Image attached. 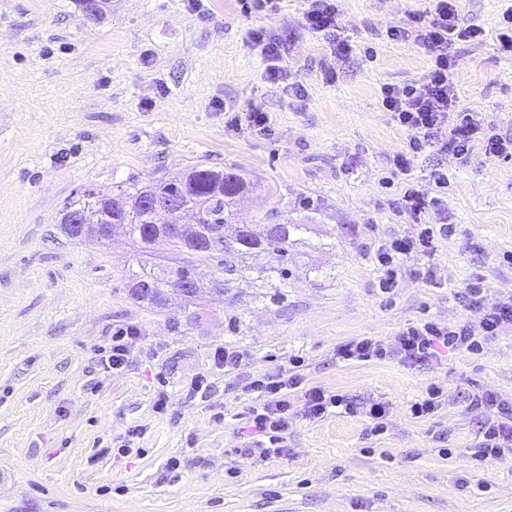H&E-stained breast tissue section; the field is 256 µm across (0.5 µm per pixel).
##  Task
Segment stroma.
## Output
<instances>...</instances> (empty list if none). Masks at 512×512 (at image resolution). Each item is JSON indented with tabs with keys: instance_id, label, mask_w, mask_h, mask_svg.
<instances>
[{
	"instance_id": "stroma-1",
	"label": "stroma",
	"mask_w": 512,
	"mask_h": 512,
	"mask_svg": "<svg viewBox=\"0 0 512 512\" xmlns=\"http://www.w3.org/2000/svg\"><path fill=\"white\" fill-rule=\"evenodd\" d=\"M203 3L112 0L93 24L75 0H0V512H512V461L476 467L482 418L469 407L482 390L512 402V330L481 354L451 351L433 365L336 358L347 339L390 343L425 314L478 321L462 302L474 279L487 301L512 295V159L478 150L449 160L448 194L426 217L451 234L430 257L402 263L394 292L379 287V244L415 232L390 206L392 159L407 135L380 89L431 68L424 48L386 30L431 0H341L345 34L375 54L341 64L333 82L303 0L275 12ZM511 6L460 0L462 23L487 35L456 47L463 108L503 135H512V61L494 33ZM257 29L288 44L287 83L267 79L250 43ZM255 104L271 116L269 134L226 125V113ZM196 165H233L257 183L239 205L247 222L304 196L324 216L291 246L288 279L260 256L252 264L264 275L219 298L207 287L215 269L201 266L204 289L157 312L124 288L130 241L67 237L64 208L88 190ZM122 329L134 333L128 365L105 371L103 352ZM219 346L243 351L235 370L216 367ZM295 358L306 385L388 402L385 432L334 408L294 421L288 456L244 453L247 384ZM199 375L206 390L189 393ZM433 385L441 406L411 418Z\"/></svg>"
}]
</instances>
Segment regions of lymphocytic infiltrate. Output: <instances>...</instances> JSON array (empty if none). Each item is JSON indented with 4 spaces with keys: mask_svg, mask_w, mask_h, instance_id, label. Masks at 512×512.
Here are the masks:
<instances>
[{
    "mask_svg": "<svg viewBox=\"0 0 512 512\" xmlns=\"http://www.w3.org/2000/svg\"><path fill=\"white\" fill-rule=\"evenodd\" d=\"M305 2L303 18L307 29L324 34L329 41L335 62L325 65L324 75L327 81H334L336 61L348 59L355 50L354 45L340 36L338 0ZM386 35L393 41L419 44L432 58L431 70L424 81L403 86L388 84L380 90L382 108L408 135L406 150L393 158V165L403 174L404 181L392 206L418 226L416 235L389 238L377 249L375 260L381 272L380 287L389 292L398 285L395 268L398 260L433 254L438 231L435 225L426 223L425 216L442 205L437 191L448 185V169L443 162L430 174L434 193L424 192L408 177L413 158L432 150L444 160L448 157L460 160L479 149L486 156L508 159L512 158V138L496 133L482 113L464 112L459 108L455 82L459 61L453 49L457 43L483 38L485 31L478 26L461 24L458 0H434L429 13L409 14L403 24L389 27ZM483 292V283L476 281L467 286L463 295L465 303L480 308L478 322L448 326L424 318L407 324L390 345L369 336L345 340L337 345L336 357L343 362L389 358L413 366L437 362L441 352L448 349L478 353L481 337L495 336L512 327V296L488 304L483 300ZM299 366V361H292L290 367L282 366L261 374L248 386L259 399L248 412L259 458L287 455L285 435L291 417L317 419L340 405L349 413L366 417L373 432L382 431L389 413L386 403L346 402L321 387L304 386ZM469 406L479 411L483 419L482 439L472 455L477 466L511 457L512 402L486 390L472 394Z\"/></svg>",
    "mask_w": 512,
    "mask_h": 512,
    "instance_id": "obj_1",
    "label": "lymphocytic infiltrate"
}]
</instances>
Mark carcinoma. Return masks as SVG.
<instances>
[{
	"mask_svg": "<svg viewBox=\"0 0 512 512\" xmlns=\"http://www.w3.org/2000/svg\"><path fill=\"white\" fill-rule=\"evenodd\" d=\"M256 189L255 183L229 166L215 170L194 166L179 177L167 180L143 182L139 179L121 183L110 194L88 191L84 199L72 204L82 210L90 224H104L114 219L125 236L139 251L146 253L159 240L169 245L171 256L165 262L148 268L142 264L130 268L125 274L129 295L142 303L163 308L169 295L176 294L182 286L185 299L190 298L187 289L196 291L203 284L195 279L196 264L216 266L224 274L211 282L213 293L224 297L225 286L235 280L248 281L247 272L252 267L247 261L265 254L275 260L273 269L279 276L288 275V244L308 225L315 223L321 213L319 202L310 197L300 199L298 205L306 215L297 220L276 207L267 210L262 221L256 224H238V201ZM157 193L174 199L177 205H186L197 214L196 235L202 239L209 234L224 230L226 224L238 225L239 232L233 237H223V245L213 249L192 243L175 232L181 224L182 213L172 209L157 212L142 205L143 197Z\"/></svg>",
	"mask_w": 512,
	"mask_h": 512,
	"instance_id": "carcinoma-1",
	"label": "carcinoma"
}]
</instances>
